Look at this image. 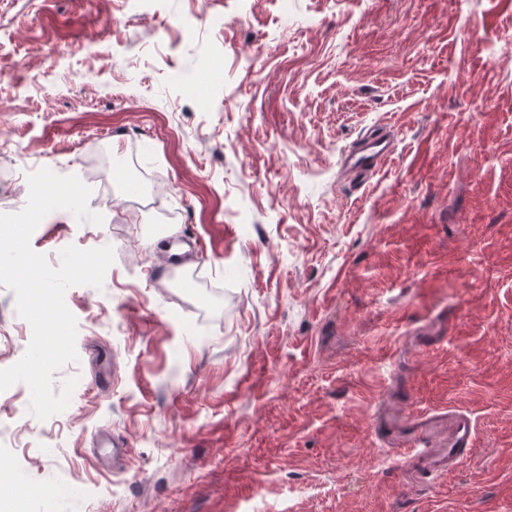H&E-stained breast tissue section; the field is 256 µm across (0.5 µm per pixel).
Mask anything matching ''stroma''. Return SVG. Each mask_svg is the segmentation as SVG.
Listing matches in <instances>:
<instances>
[{"mask_svg":"<svg viewBox=\"0 0 512 512\" xmlns=\"http://www.w3.org/2000/svg\"><path fill=\"white\" fill-rule=\"evenodd\" d=\"M1 132L104 217L32 249L114 250L69 406L0 396L30 512H512V0H0ZM27 326L0 286V369ZM450 409L472 455L421 481L393 424ZM392 145L393 141L384 129L369 128L342 155L341 168L359 185H366L392 156Z\"/></svg>","mask_w":512,"mask_h":512,"instance_id":"1","label":"stroma"}]
</instances>
